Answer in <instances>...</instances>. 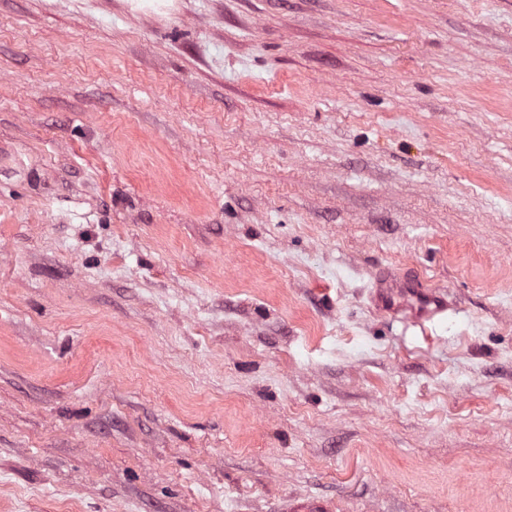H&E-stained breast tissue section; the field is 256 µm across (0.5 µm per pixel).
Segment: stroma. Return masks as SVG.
<instances>
[{
    "label": "stroma",
    "instance_id": "1",
    "mask_svg": "<svg viewBox=\"0 0 512 512\" xmlns=\"http://www.w3.org/2000/svg\"><path fill=\"white\" fill-rule=\"evenodd\" d=\"M300 495L512 512V0H0V512ZM438 293L418 278L390 274L377 279L373 300L380 311L401 315L405 326L424 327L425 322L453 310L448 299Z\"/></svg>",
    "mask_w": 512,
    "mask_h": 512
}]
</instances>
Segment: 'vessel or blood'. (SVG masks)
Instances as JSON below:
<instances>
[{
  "instance_id": "vessel-or-blood-1",
  "label": "vessel or blood",
  "mask_w": 512,
  "mask_h": 512,
  "mask_svg": "<svg viewBox=\"0 0 512 512\" xmlns=\"http://www.w3.org/2000/svg\"><path fill=\"white\" fill-rule=\"evenodd\" d=\"M373 300L380 311L400 315L408 326H424L450 308L445 297L419 279L391 274L378 278Z\"/></svg>"
}]
</instances>
